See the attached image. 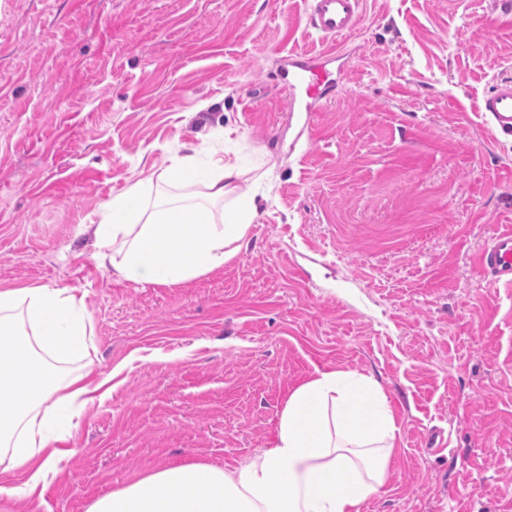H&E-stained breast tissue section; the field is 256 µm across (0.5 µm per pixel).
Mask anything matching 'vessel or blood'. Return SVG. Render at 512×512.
Returning <instances> with one entry per match:
<instances>
[{
    "instance_id": "obj_1",
    "label": "vessel or blood",
    "mask_w": 512,
    "mask_h": 512,
    "mask_svg": "<svg viewBox=\"0 0 512 512\" xmlns=\"http://www.w3.org/2000/svg\"><path fill=\"white\" fill-rule=\"evenodd\" d=\"M309 28L325 42L324 50L310 56L291 52L282 59V74L290 93L302 111L331 98L337 82L330 71L343 58L335 45L337 38L352 33L362 17V0H306ZM479 112L486 124L500 135L512 137V79L500 78L482 97ZM482 274L512 285V229L498 233L477 258Z\"/></svg>"
}]
</instances>
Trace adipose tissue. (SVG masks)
<instances>
[{
	"label": "adipose tissue",
	"mask_w": 512,
	"mask_h": 512,
	"mask_svg": "<svg viewBox=\"0 0 512 512\" xmlns=\"http://www.w3.org/2000/svg\"><path fill=\"white\" fill-rule=\"evenodd\" d=\"M238 160L172 154L163 169L115 194L93 221V259L131 283L176 286L222 268L241 252L258 209L240 194ZM202 189L221 214L153 199L174 183ZM93 327L71 290H0V473L27 468L26 480L0 488L30 497L56 476L76 411L111 396L115 371L85 367L58 376L54 355L89 356ZM399 429L372 378L320 371L289 395L274 447L238 468L189 463L152 472L96 500L88 512H362L386 485Z\"/></svg>",
	"instance_id": "obj_1"
}]
</instances>
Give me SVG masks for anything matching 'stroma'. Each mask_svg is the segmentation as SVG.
<instances>
[{
  "label": "stroma",
  "mask_w": 512,
  "mask_h": 512,
  "mask_svg": "<svg viewBox=\"0 0 512 512\" xmlns=\"http://www.w3.org/2000/svg\"><path fill=\"white\" fill-rule=\"evenodd\" d=\"M335 97L292 111L302 0H0V287L85 297L118 369L58 477L0 512H87L163 468L276 443L319 371L383 387L400 432L362 512H512V287L475 257L512 227V139L477 106L512 76L499 0H363ZM265 174L248 246L178 286L92 259L94 214L199 145Z\"/></svg>",
  "instance_id": "stroma-1"
}]
</instances>
